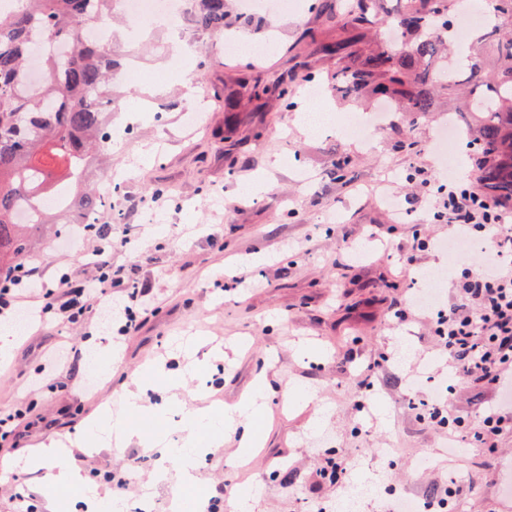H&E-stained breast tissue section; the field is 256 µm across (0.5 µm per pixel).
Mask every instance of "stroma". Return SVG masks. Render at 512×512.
Masks as SVG:
<instances>
[{
	"label": "stroma",
	"instance_id": "obj_1",
	"mask_svg": "<svg viewBox=\"0 0 512 512\" xmlns=\"http://www.w3.org/2000/svg\"><path fill=\"white\" fill-rule=\"evenodd\" d=\"M300 10L247 12L226 0L221 32L188 27L189 65L172 76L169 56L179 43L170 30L141 31L130 40L125 20L112 25V53L136 55L146 82L116 84L127 109L112 115L122 146L112 164L134 174L112 198L113 266L147 284L153 304L139 314L128 336L103 328L97 315L82 325L28 322L9 360L0 359V407L32 403L31 425L19 448H1L0 461L19 462L34 448L60 442L64 462H79L103 501L168 512L170 489L154 481V453L88 448L85 430L115 408L126 390L145 387L146 414L178 422L204 407L221 411L265 386L264 407L254 422L262 437L251 458L237 462L235 441L209 449L197 461L193 497L225 500L258 491L254 512H335L346 487L371 483L362 512H381L394 498L429 500L453 487L451 512H512V434L495 449L464 442L448 456L440 430L419 416L422 394L448 397L466 431L477 428L492 386L448 375L430 366L437 341L430 320L419 316L393 328L390 307L404 301L408 282L395 269H447L442 249L418 250L417 237H447L446 224L419 201L423 176L433 175L431 145L447 112L419 119L390 113L368 142L342 128L304 131L299 118L312 99L297 92L292 108L272 94L253 98L240 80L270 86L303 61L324 93L325 110H361L336 96L327 76L336 62L312 54L300 35L323 23L324 0H300ZM274 36L281 49L260 56L251 46ZM239 102L235 133L225 131L226 99ZM201 105L206 124L198 132L182 121ZM348 160L346 174L336 164ZM170 196L154 200L152 188ZM157 223H143L145 209ZM75 225L44 224L31 235V255L45 278L59 270L80 273L90 255ZM360 246L354 258L350 244ZM255 282L235 283L240 273ZM100 344H91V337ZM69 344L104 362L60 368L55 391H31L28 381L51 350ZM409 346L406 357L383 354ZM330 458L346 461V487L318 480ZM137 468L135 487L122 491L108 471ZM47 469L0 468V512H15L16 495H32L37 512H89L82 494L49 483Z\"/></svg>",
	"mask_w": 512,
	"mask_h": 512
}]
</instances>
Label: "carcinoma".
I'll return each instance as SVG.
<instances>
[{
    "label": "carcinoma",
    "mask_w": 512,
    "mask_h": 512,
    "mask_svg": "<svg viewBox=\"0 0 512 512\" xmlns=\"http://www.w3.org/2000/svg\"><path fill=\"white\" fill-rule=\"evenodd\" d=\"M454 0H401L388 12L387 38H371L381 0H355L348 34L324 41L308 30L302 40L324 56L336 57L332 87L345 98L395 101L404 112L424 116L437 111L440 95L458 101V111L473 113L465 138L473 147L472 165L481 193L512 203V0H485L490 20L474 39L471 52L452 79L448 69V28L458 11ZM116 0H23V8L0 17V271L25 262L27 231L49 223L61 206L38 211L23 221L18 209L43 200L37 188L58 166L74 182L82 180L89 153L109 151V121L100 108L112 101L111 46L82 43L84 30L112 24ZM224 0H199L193 17L201 31H224ZM69 44L59 60L43 56L50 78L27 91L28 55L36 37ZM304 62L277 83L278 99L309 81Z\"/></svg>",
    "instance_id": "carcinoma-1"
}]
</instances>
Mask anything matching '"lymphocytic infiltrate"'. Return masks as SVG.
<instances>
[{"instance_id":"1","label":"lymphocytic infiltrate","mask_w":512,"mask_h":512,"mask_svg":"<svg viewBox=\"0 0 512 512\" xmlns=\"http://www.w3.org/2000/svg\"><path fill=\"white\" fill-rule=\"evenodd\" d=\"M422 205L434 220L446 223L450 237L464 241L457 256L452 286L457 302L438 312L432 333L449 365L463 379L491 384L498 394L482 414L476 441L495 443L512 433V205L494 202L456 174L445 176ZM97 224L82 227L94 244L93 273L79 277L62 273L57 287H49L38 267L27 263L0 273V321L16 318L30 297L42 301L41 316L50 321L82 323L95 305L104 303L113 289L125 288L126 322L121 333L134 328L135 307L151 303L148 289L126 284L112 269V250ZM489 240L492 252L486 263L474 266L471 248Z\"/></svg>"}]
</instances>
